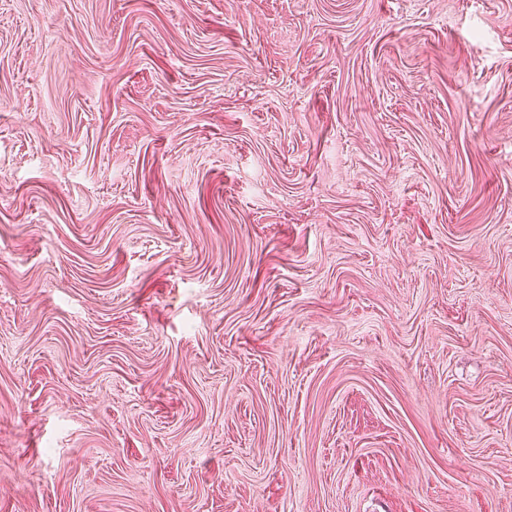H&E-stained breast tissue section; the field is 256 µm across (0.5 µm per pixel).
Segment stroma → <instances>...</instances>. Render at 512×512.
I'll list each match as a JSON object with an SVG mask.
<instances>
[{"instance_id":"stroma-1","label":"stroma","mask_w":512,"mask_h":512,"mask_svg":"<svg viewBox=\"0 0 512 512\" xmlns=\"http://www.w3.org/2000/svg\"><path fill=\"white\" fill-rule=\"evenodd\" d=\"M0 512H512V0H0Z\"/></svg>"}]
</instances>
